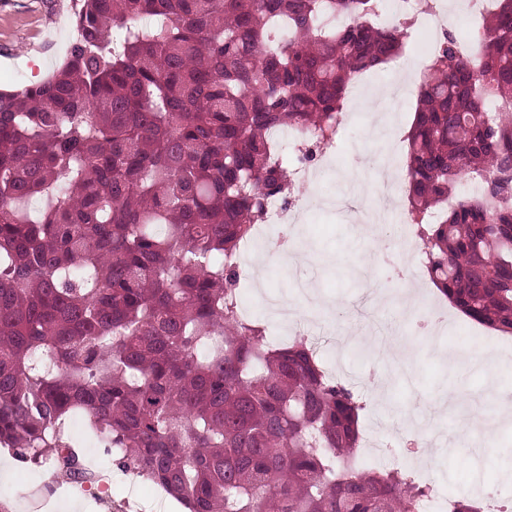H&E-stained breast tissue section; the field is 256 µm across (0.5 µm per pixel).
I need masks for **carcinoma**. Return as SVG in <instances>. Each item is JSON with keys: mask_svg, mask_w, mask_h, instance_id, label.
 Returning <instances> with one entry per match:
<instances>
[{"mask_svg": "<svg viewBox=\"0 0 512 512\" xmlns=\"http://www.w3.org/2000/svg\"><path fill=\"white\" fill-rule=\"evenodd\" d=\"M381 0H77L64 63L0 90V445L84 482L74 415L188 512H416L358 464L361 398L240 316L238 255L350 80L405 49ZM445 35L406 136L435 286L512 334V0ZM314 140L280 156L283 129ZM484 183L459 196V181Z\"/></svg>", "mask_w": 512, "mask_h": 512, "instance_id": "cac0c4a2", "label": "carcinoma"}]
</instances>
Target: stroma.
<instances>
[{
    "label": "stroma",
    "instance_id": "obj_1",
    "mask_svg": "<svg viewBox=\"0 0 512 512\" xmlns=\"http://www.w3.org/2000/svg\"><path fill=\"white\" fill-rule=\"evenodd\" d=\"M73 10V0H0V90L39 81L60 65ZM394 77L388 64L361 73L366 96L348 99L344 106L336 150L347 165L341 172L328 171L325 178L330 190L351 193L348 205L328 207L312 200L310 191L299 193L306 205L298 230L312 251L311 261L286 269L268 266L258 284L252 277V256L244 254L242 289L250 294L262 288L304 312L312 337L321 342L325 369L337 370L339 381L366 398L362 429H373L381 443L401 449L407 423L427 427L429 445L437 450L430 470L438 491L452 498L483 495L495 487H512V420L495 428L492 446L472 464L462 463L449 441L459 434L473 402H482L485 412L494 411L492 397L480 394L484 376L464 364L479 345L493 372L501 373L503 362L492 346L506 336L453 307L419 257L362 221L363 211L376 205L372 176L377 163L389 159L398 167L406 154L415 93L400 96L399 106L386 111L384 126L374 120L373 100L390 96ZM392 266L406 268L416 295L447 311L451 323L440 342L409 335L412 317L405 300L381 303L369 297L370 285L379 284ZM383 328L412 345L410 363L379 356L375 333ZM452 360L463 365V372L449 368ZM377 372L386 379L380 394L367 382ZM442 397L446 411L431 414V404ZM69 430L82 442L79 458L86 471L99 476L109 472V480L77 483L47 466H22L11 451L0 448V512H154L160 498L146 477L121 471L111 454L86 436L82 420H72Z\"/></svg>",
    "mask_w": 512,
    "mask_h": 512
}]
</instances>
